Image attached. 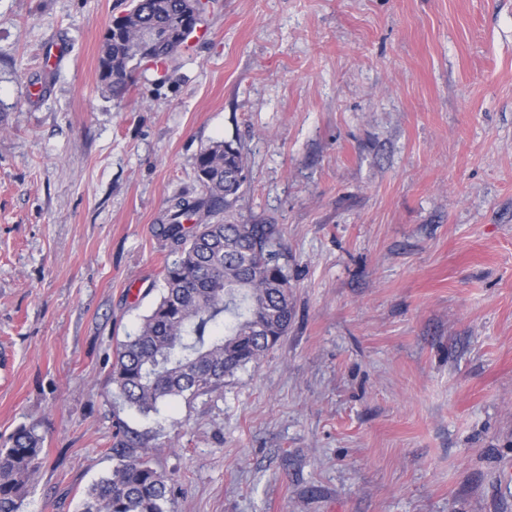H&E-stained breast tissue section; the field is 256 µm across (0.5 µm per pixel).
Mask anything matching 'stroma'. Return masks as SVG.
<instances>
[{"mask_svg": "<svg viewBox=\"0 0 512 512\" xmlns=\"http://www.w3.org/2000/svg\"><path fill=\"white\" fill-rule=\"evenodd\" d=\"M129 8L0 0V442L45 437L19 512H78L132 436L173 512H512V0H219L116 96ZM221 140L294 318L143 414L108 373Z\"/></svg>", "mask_w": 512, "mask_h": 512, "instance_id": "35a3bbf8", "label": "stroma"}]
</instances>
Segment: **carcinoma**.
Returning a JSON list of instances; mask_svg holds the SVG:
<instances>
[{"label": "carcinoma", "instance_id": "carcinoma-1", "mask_svg": "<svg viewBox=\"0 0 512 512\" xmlns=\"http://www.w3.org/2000/svg\"><path fill=\"white\" fill-rule=\"evenodd\" d=\"M183 0H132L128 31L105 36L101 65L132 78L134 34L165 33ZM241 148L214 142L195 158L200 191L172 200L160 234L174 259L163 271L160 300L116 349L110 382L143 413L165 400L210 395L284 336L293 302L273 224H236L219 215L245 180ZM43 437L20 427L0 444V512L19 501L41 468ZM110 474L87 490L81 512H170L171 486L147 454L113 452Z\"/></svg>", "mask_w": 512, "mask_h": 512}]
</instances>
